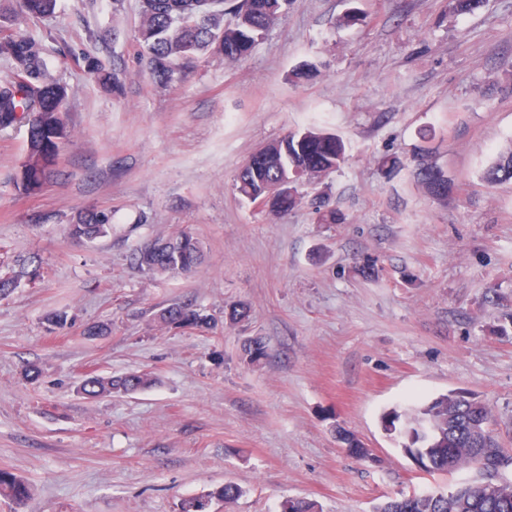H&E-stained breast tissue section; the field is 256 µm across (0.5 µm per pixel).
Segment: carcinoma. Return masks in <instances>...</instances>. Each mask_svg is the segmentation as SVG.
<instances>
[{
    "mask_svg": "<svg viewBox=\"0 0 512 512\" xmlns=\"http://www.w3.org/2000/svg\"><path fill=\"white\" fill-rule=\"evenodd\" d=\"M58 0H21L20 10L29 19L53 15ZM289 0H140V25L136 37L138 55L150 78L170 85L181 80L206 54H218L228 64L244 59L263 41ZM235 21L224 24V15ZM0 56L10 64L9 78L0 83V128L21 123L29 127L22 185L39 186L53 164L61 140L67 137L63 105L66 89L53 78L37 42L17 30L0 28ZM264 165L244 163L234 178V189L250 203L263 199L269 212L285 214L301 201L299 188L341 167L346 145L338 136L315 126L294 131L262 146ZM424 192L442 200L452 190L447 173L432 164L418 168ZM482 180L495 184L512 180V148L482 172ZM112 215L102 210L80 212L67 225L69 238L88 241L107 235ZM198 241L189 232L170 239L142 242L134 253L136 268L149 276L186 274L200 263ZM157 323L163 329H211L213 319L191 304L178 303L162 309ZM268 354L261 336L243 344V355L258 362ZM155 384L148 373L122 376H90L78 392L87 399H100L145 390ZM412 445L405 451L430 473L461 469L476 472L473 482L445 496L424 491L390 497L376 512H512V451L494 434L490 407L460 393L445 395L416 410L409 419ZM0 494L22 505L29 488L7 471H0ZM281 512H320L316 503L288 499Z\"/></svg>",
    "mask_w": 512,
    "mask_h": 512,
    "instance_id": "cac0c4a2",
    "label": "carcinoma"
}]
</instances>
